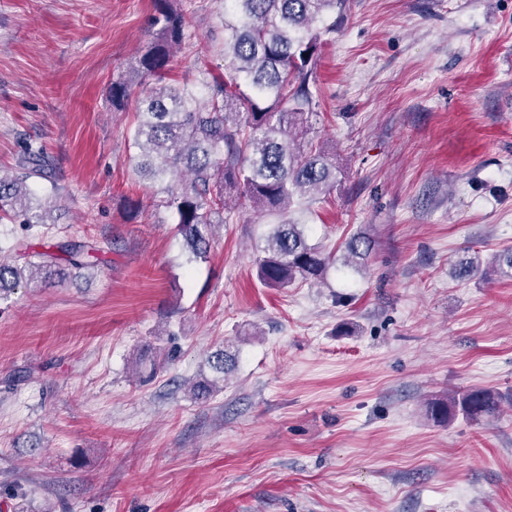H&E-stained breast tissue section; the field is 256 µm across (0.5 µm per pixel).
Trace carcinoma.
Returning <instances> with one entry per match:
<instances>
[{"mask_svg": "<svg viewBox=\"0 0 512 512\" xmlns=\"http://www.w3.org/2000/svg\"><path fill=\"white\" fill-rule=\"evenodd\" d=\"M159 36L136 65L138 79L153 81L142 99L143 110L130 134L138 153L134 171L161 185L159 206L177 218V231L194 258L208 256L213 228L231 213L249 206L283 213L296 196L329 194L336 185V165L325 152L298 139L312 128L316 104L310 89L322 35L318 27L344 0H224V74L201 69L194 82L181 87L164 83L173 49L186 39L185 15L167 0H157ZM135 83L112 82L108 97L122 109ZM50 183L51 195L37 194L29 181ZM59 187L44 148L22 147L14 171L0 175V223L20 225L21 235L7 254L0 253V297L22 283H60L82 276L102 263V249L77 240L54 244L43 225L53 224ZM41 241L36 249L33 241ZM374 240L367 233L345 243V260H365ZM330 257L308 243L305 225H272L265 256L257 261L259 283L286 288L296 280L316 282ZM451 276L483 274L479 256H461ZM211 367L228 374L234 358L224 350L208 357ZM499 397L472 389L448 403H434L431 414L459 410L471 420L494 415Z\"/></svg>", "mask_w": 512, "mask_h": 512, "instance_id": "cac0c4a2", "label": "carcinoma"}]
</instances>
